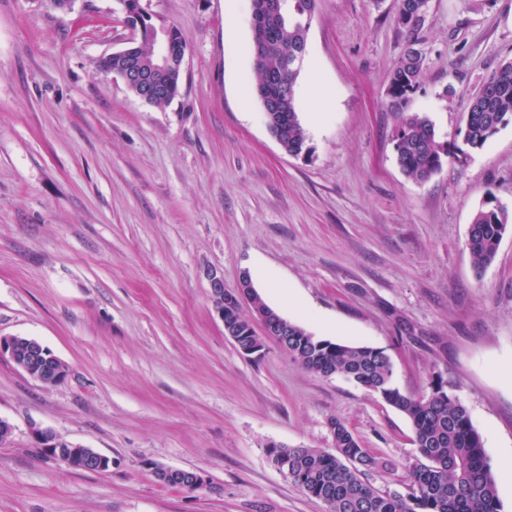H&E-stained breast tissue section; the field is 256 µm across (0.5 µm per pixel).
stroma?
<instances>
[{"label": "stroma", "mask_w": 512, "mask_h": 512, "mask_svg": "<svg viewBox=\"0 0 512 512\" xmlns=\"http://www.w3.org/2000/svg\"><path fill=\"white\" fill-rule=\"evenodd\" d=\"M188 50L179 96L145 104L95 61L131 36L118 0H0V336L68 369L47 387L0 356V512H326L267 447L332 450L330 419L391 469L416 458L379 395L316 377L274 337L242 354L205 270L242 276L322 339L385 351L406 394L443 384L493 475L512 467V233L475 273L465 246L489 197L512 212V122L429 180L399 167L387 96L407 31L397 0H317L296 81L308 154L270 134L249 46L252 0H142ZM409 112L460 144L468 100L512 61V0H429ZM319 93H312V86ZM48 429L107 455L102 473L44 455ZM207 480L187 491L154 465Z\"/></svg>", "instance_id": "35a3bbf8"}]
</instances>
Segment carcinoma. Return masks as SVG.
I'll list each match as a JSON object with an SVG mask.
<instances>
[{"mask_svg": "<svg viewBox=\"0 0 512 512\" xmlns=\"http://www.w3.org/2000/svg\"><path fill=\"white\" fill-rule=\"evenodd\" d=\"M127 19L141 31L138 53L151 63L158 30L140 0H123ZM428 0H398L399 21L408 32L404 54L392 70L387 95L404 111L419 86L422 53L418 31ZM316 0H288L282 16L267 10V0H253V15L263 16L267 33L251 40L257 73L256 95L273 137L288 153L307 151L295 101V84L304 60L306 34ZM512 120V62L502 64L466 106L460 129L466 151L481 149L501 126ZM397 162L416 180H426L442 167V156L456 155L436 138L434 125L417 114L406 115L394 135ZM512 215L488 198L474 212L466 249L481 272L494 260ZM253 318L280 339L288 333V355L307 372L339 377L379 395L411 422L418 456L409 468L402 491L382 492L366 482L368 472L393 467L387 459L362 448L339 419L330 420L334 451L318 448H270L272 463L306 495L322 502L327 512H500L496 483L483 442L467 408L444 386L423 396L406 395L394 383V365L384 350L361 344L320 339L271 309L253 293ZM224 323L239 335L252 330L233 293L224 297Z\"/></svg>", "mask_w": 512, "mask_h": 512, "instance_id": "carcinoma-1", "label": "carcinoma"}]
</instances>
